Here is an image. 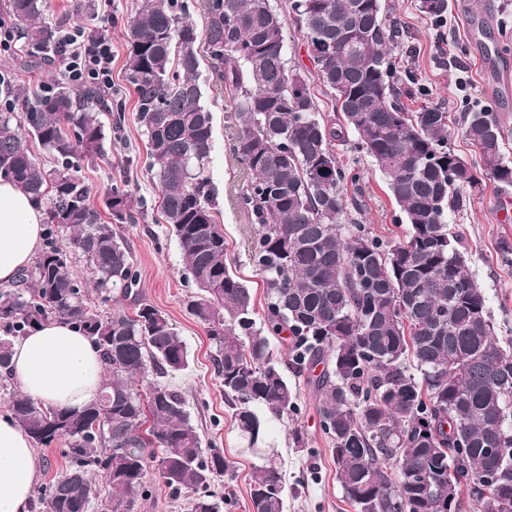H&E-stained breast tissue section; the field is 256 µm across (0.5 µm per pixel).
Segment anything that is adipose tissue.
Wrapping results in <instances>:
<instances>
[{
	"label": "adipose tissue",
	"mask_w": 512,
	"mask_h": 512,
	"mask_svg": "<svg viewBox=\"0 0 512 512\" xmlns=\"http://www.w3.org/2000/svg\"><path fill=\"white\" fill-rule=\"evenodd\" d=\"M45 212L14 183L0 180V284L32 266ZM11 377L33 400L59 409L80 408L99 396L104 364L71 323L54 318L13 345ZM37 482L36 451L10 415H0V512H28Z\"/></svg>",
	"instance_id": "ef3b65f1"
}]
</instances>
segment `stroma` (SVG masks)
Here are the masks:
<instances>
[{"label":"stroma","instance_id":"1","mask_svg":"<svg viewBox=\"0 0 512 512\" xmlns=\"http://www.w3.org/2000/svg\"><path fill=\"white\" fill-rule=\"evenodd\" d=\"M382 2L405 27L403 40L392 52L400 71L410 72L427 91L426 97L406 99V107L414 111L427 105L447 112L448 123L454 128L448 147L467 158L472 147L460 131L464 106L492 105L504 124L505 153L512 160V89L491 101L482 90L501 63H512V7L503 8V0H477L466 15L449 12L446 21L438 25L418 11L417 0ZM135 5V0H47L43 13L50 25L79 26L88 33L97 30L103 18L112 20V92L124 101V118L117 124L111 113H102L106 153L82 161L79 175L91 189L90 203L95 208H102L104 195L115 187L127 190L145 207L136 212L135 222L115 227L131 248L140 276L138 293L106 302L101 309L106 315L116 308L131 313L138 302L144 301L168 315L187 346L190 363L186 371L168 377L167 382L182 393L203 447L223 451L236 462L232 496L224 512H249L251 473L258 459L240 451L233 410L215 372L207 328L186 307L196 290L184 279L179 243L155 206L156 181L145 167L146 136L137 120L125 69L126 21ZM214 70L211 59L203 58L199 82L213 126L207 171L217 189V222L224 231L228 260L252 289L255 306L261 310L265 307L263 285L248 260L255 226L250 215L236 204L247 173L231 151L234 131L224 121V95L213 84ZM10 77L19 92L10 109L18 114L24 110V99L36 98L45 86L59 82L57 70L49 61L34 70L11 72ZM334 150L339 163L359 177V220L384 241L402 239L407 228L404 215L389 197L384 177L371 159L351 140L336 143ZM511 211L512 187L503 190L486 180L466 191L463 204L449 208L447 216L448 227L457 236L469 269L485 295L494 334L503 342L512 340V266L501 262L498 248L502 241L512 242V222L505 220ZM296 387L300 410L290 419L271 421L270 446L266 450L275 459L288 488L285 512H355L341 499L336 464L312 392L301 378Z\"/></svg>","mask_w":512,"mask_h":512}]
</instances>
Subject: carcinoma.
I'll use <instances>...</instances> for the list:
<instances>
[{
  "label": "carcinoma",
  "instance_id": "cac0c4a2",
  "mask_svg": "<svg viewBox=\"0 0 512 512\" xmlns=\"http://www.w3.org/2000/svg\"><path fill=\"white\" fill-rule=\"evenodd\" d=\"M448 7L417 5L436 24ZM45 8L46 0H5L24 67L59 44L58 31L42 22ZM198 8L202 31L187 18L188 0H140L127 29L126 70L160 211L198 290L187 309L206 325L241 452L260 455L269 421L297 412L290 371L306 376L342 497L357 512H392L397 499L403 512H463L469 501L474 512H496L470 474L497 473L496 492L512 497V451L492 452L500 433L512 432V350L494 335L447 212L483 174L512 187L499 114L466 110L462 133L475 148L467 159L448 149V113L407 111L391 56L403 29L380 0H288L310 50V78L288 68L284 23L270 0H201ZM201 42L224 84L233 152L248 171L238 202L256 223L249 260L266 288L260 319L251 288L226 263L215 218ZM322 96L340 122L322 113ZM114 109L122 104L96 87L61 85L20 117L0 111V179L40 205L49 200L34 266L0 288V378L9 380L13 340L53 318L92 340L107 373L98 400L79 410L14 391L8 410L36 444L67 443L68 466L43 487L46 512H88L93 467L106 471L112 512H138L150 474L170 495H191L190 512H222L225 496L212 487L231 481L232 461L201 447L179 391L162 380L144 392L131 385L150 372L186 370V344L149 303L132 316L99 308L139 284L128 245L90 205L78 176L80 161L104 155L101 114ZM351 132L405 216L404 238L394 244L351 214L348 184L357 176L333 151ZM31 138L53 169L41 168ZM104 206L113 222L134 218L131 195L117 186ZM76 252L92 270V293L69 273ZM284 332L286 364L271 352V339ZM285 493L275 463L254 468L250 512H284Z\"/></svg>",
  "mask_w": 512,
  "mask_h": 512
}]
</instances>
